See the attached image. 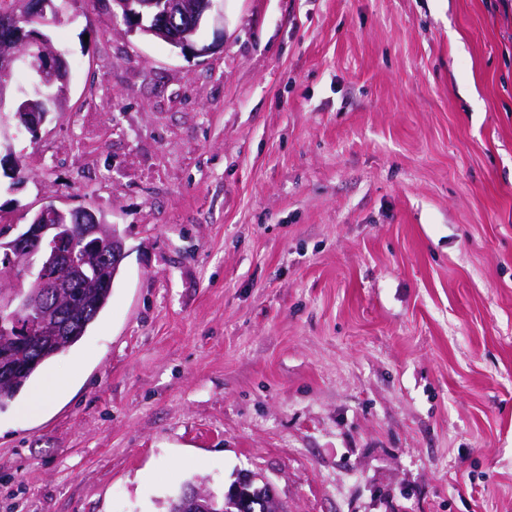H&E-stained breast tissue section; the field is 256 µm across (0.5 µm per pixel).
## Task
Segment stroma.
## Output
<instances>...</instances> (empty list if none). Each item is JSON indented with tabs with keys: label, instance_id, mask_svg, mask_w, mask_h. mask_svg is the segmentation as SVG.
<instances>
[{
	"label": "stroma",
	"instance_id": "35a3bbf8",
	"mask_svg": "<svg viewBox=\"0 0 512 512\" xmlns=\"http://www.w3.org/2000/svg\"><path fill=\"white\" fill-rule=\"evenodd\" d=\"M54 4L65 101L12 140L0 229L97 207L128 255L0 409V512L241 470L288 512H512V6L215 0L193 58Z\"/></svg>",
	"mask_w": 512,
	"mask_h": 512
}]
</instances>
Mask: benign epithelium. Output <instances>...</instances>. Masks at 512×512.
Listing matches in <instances>:
<instances>
[{
    "label": "benign epithelium",
    "mask_w": 512,
    "mask_h": 512,
    "mask_svg": "<svg viewBox=\"0 0 512 512\" xmlns=\"http://www.w3.org/2000/svg\"><path fill=\"white\" fill-rule=\"evenodd\" d=\"M173 9L188 19V26L180 33H170L159 23L150 30L155 37L167 42L184 54L206 57L213 53L219 42L210 44L197 42L194 35L201 27L203 18L208 15L214 0H169ZM156 0H112V15L122 18L139 19L149 13ZM16 8L29 14L58 15L53 0H17ZM13 15L0 17V29L7 39L0 41V72L9 74L14 67L25 62L18 52L21 47H43L47 42L35 36L34 31L13 24ZM66 62L62 56L47 55L38 70L39 83L51 86L62 80ZM17 128L23 129L32 137H37L43 121V113L33 110L30 102L22 101L18 112L14 113ZM94 255L103 266H112V274H117L127 256L125 236L118 225L105 221L101 211L92 207L79 206L61 209L49 203L39 209L35 218L19 235L4 240L0 235V266L5 269H25L32 258L40 255L32 290L25 293L15 290L13 299L18 301L15 312L6 319H0V331L8 327L14 335L25 339L35 335L32 323L22 314L40 308V292L48 291L55 297L47 312L59 318L72 314L69 288L82 275V265L76 260L77 253ZM232 493L233 506L239 512H287L279 502L273 486L262 476L243 471L238 476ZM216 506L213 494L203 487L188 492L183 500L182 512H213Z\"/></svg>",
    "instance_id": "1"
}]
</instances>
